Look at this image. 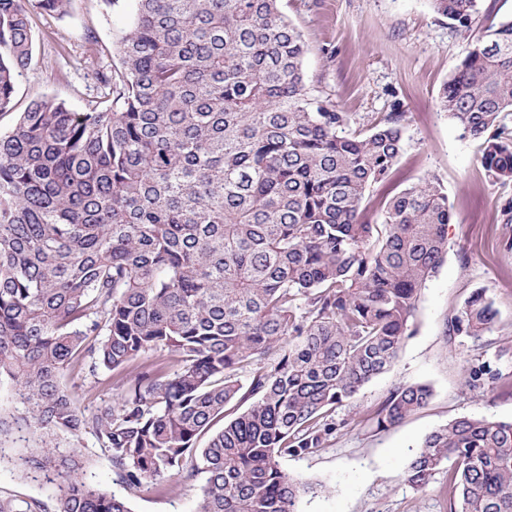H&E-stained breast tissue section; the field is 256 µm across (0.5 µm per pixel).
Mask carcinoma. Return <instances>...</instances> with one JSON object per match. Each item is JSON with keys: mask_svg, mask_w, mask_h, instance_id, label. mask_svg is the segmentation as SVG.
I'll list each match as a JSON object with an SVG mask.
<instances>
[{"mask_svg": "<svg viewBox=\"0 0 512 512\" xmlns=\"http://www.w3.org/2000/svg\"><path fill=\"white\" fill-rule=\"evenodd\" d=\"M477 2L430 5L467 29ZM34 5L63 16L71 0ZM32 47L24 0H0L1 113ZM306 52L281 0H133L119 66L94 73L103 100L78 112L42 97L0 135V380L25 412H0V444L25 424L34 453L19 471L53 474L56 512H131L58 454V435L88 428L130 490L203 473L196 512H297L322 485L280 459L324 448L336 409L398 357L448 252V195L424 180L386 200L380 223L360 221L403 150L402 113L350 132V114L308 88ZM439 106L479 142L488 176L511 181L512 19L468 45ZM497 316L474 289L448 316L449 342ZM85 355L117 390L91 416L60 384ZM500 379L465 376L472 390ZM430 396L398 384L376 427ZM236 400L246 410L195 448ZM448 462L450 512H512V421L448 422L404 480L423 491ZM0 512L45 509L0 497Z\"/></svg>", "mask_w": 512, "mask_h": 512, "instance_id": "obj_1", "label": "carcinoma"}]
</instances>
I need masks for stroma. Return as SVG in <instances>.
<instances>
[{"instance_id":"35a3bbf8","label":"stroma","mask_w":512,"mask_h":512,"mask_svg":"<svg viewBox=\"0 0 512 512\" xmlns=\"http://www.w3.org/2000/svg\"><path fill=\"white\" fill-rule=\"evenodd\" d=\"M282 7L307 44V85L351 114V131L364 134L388 113L403 115V151L388 178L367 191L363 220L379 222L386 198L428 178L447 192L452 220L448 253L421 291L411 334L390 370L337 410L343 426L325 448L284 458L281 467L329 488L301 497L298 512H448L447 470L423 491L403 474L424 437L455 418L512 420V213L504 211L512 181L487 176L477 142L440 110L438 97L467 44L512 17V0H479L466 31L434 13L429 0H282ZM130 20V0H116L108 12L100 0H72L62 17L32 10V58L16 79L13 109L0 114V134L37 98L55 95L78 110L97 100L101 92L89 74L99 65H117L113 46ZM476 288L493 300L499 327L476 341L449 343L448 314ZM480 364L502 378L494 388L473 391L463 383V369ZM403 382L430 386L428 404L399 425L377 430L375 411ZM63 384L89 413L115 399L85 370L65 374ZM28 446L15 440L0 461V496L33 498L54 512L56 485L17 475L12 458ZM76 447L87 462V482L125 497L132 512H196L204 475L172 478L164 496L147 487L132 492L118 481L93 431H83Z\"/></svg>"}]
</instances>
